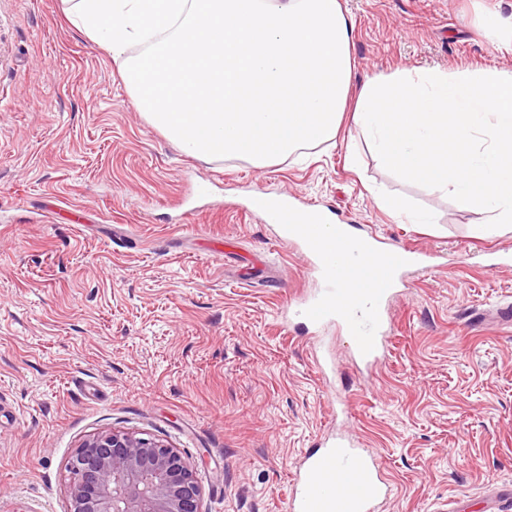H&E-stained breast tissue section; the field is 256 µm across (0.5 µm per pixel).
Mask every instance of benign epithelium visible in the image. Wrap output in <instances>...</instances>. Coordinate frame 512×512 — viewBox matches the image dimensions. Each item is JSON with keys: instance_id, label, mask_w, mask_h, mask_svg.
<instances>
[{"instance_id": "1", "label": "benign epithelium", "mask_w": 512, "mask_h": 512, "mask_svg": "<svg viewBox=\"0 0 512 512\" xmlns=\"http://www.w3.org/2000/svg\"><path fill=\"white\" fill-rule=\"evenodd\" d=\"M68 473V512H201L196 465L151 435L94 433L72 455Z\"/></svg>"}]
</instances>
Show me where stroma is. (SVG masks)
<instances>
[{"label":"stroma","instance_id":"stroma-1","mask_svg":"<svg viewBox=\"0 0 512 512\" xmlns=\"http://www.w3.org/2000/svg\"><path fill=\"white\" fill-rule=\"evenodd\" d=\"M357 80L398 69L491 67L512 51L481 19L512 0H341ZM63 0H0V512H67L66 465L109 428L144 432L197 465L202 512H284L301 454L352 431L393 482L380 512L512 506V229L481 233L444 191L404 181L365 134L279 164L200 160L139 112L118 63ZM355 167H348V156ZM212 207L184 213L189 184ZM247 185L369 226L387 245L437 252L391 306L374 380L351 372L344 333L286 334L278 312L316 288L277 228L225 202ZM426 213L411 224L375 194ZM223 244L212 257L208 245ZM344 375L346 413L312 358Z\"/></svg>","mask_w":512,"mask_h":512}]
</instances>
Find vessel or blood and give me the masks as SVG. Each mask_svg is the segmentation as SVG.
Returning a JSON list of instances; mask_svg holds the SVG:
<instances>
[{
    "label": "vessel or blood",
    "instance_id": "1",
    "mask_svg": "<svg viewBox=\"0 0 512 512\" xmlns=\"http://www.w3.org/2000/svg\"><path fill=\"white\" fill-rule=\"evenodd\" d=\"M248 212L276 224L281 242L308 256L306 270L318 288L287 303L280 315L286 331L304 326L311 337L335 324L349 341L351 357L365 370L385 357L393 332L390 304L413 267L431 269L429 254L389 247L352 224H301L305 207L296 198L256 191ZM392 486L375 452L345 433L325 437L307 450L286 502L287 512H375Z\"/></svg>",
    "mask_w": 512,
    "mask_h": 512
}]
</instances>
